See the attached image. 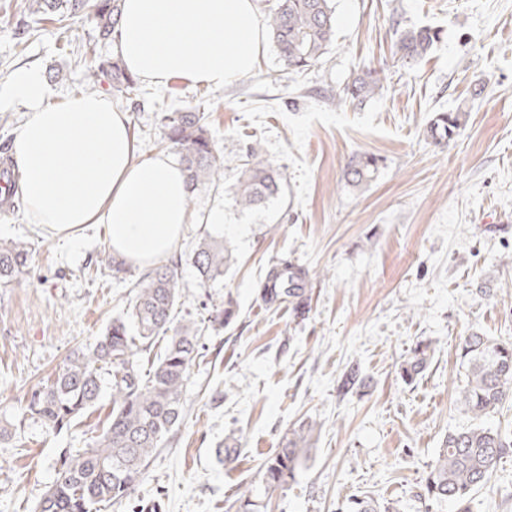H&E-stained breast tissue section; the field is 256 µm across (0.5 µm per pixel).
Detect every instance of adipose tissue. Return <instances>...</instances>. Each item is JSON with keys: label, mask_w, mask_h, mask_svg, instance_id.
<instances>
[{"label": "adipose tissue", "mask_w": 512, "mask_h": 512, "mask_svg": "<svg viewBox=\"0 0 512 512\" xmlns=\"http://www.w3.org/2000/svg\"><path fill=\"white\" fill-rule=\"evenodd\" d=\"M115 45L136 78L221 87L250 73L265 45L254 0H124ZM0 104L29 114L11 160L34 224L52 240L106 227L136 266L168 256L191 221L187 182L167 155H140L126 112L104 94L55 102L42 73L21 69Z\"/></svg>", "instance_id": "adipose-tissue-1"}]
</instances>
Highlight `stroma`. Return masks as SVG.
<instances>
[{
    "mask_svg": "<svg viewBox=\"0 0 512 512\" xmlns=\"http://www.w3.org/2000/svg\"><path fill=\"white\" fill-rule=\"evenodd\" d=\"M29 0H0V84L15 71H42L57 99L89 91L84 51L94 25L84 15L34 16ZM336 33L320 63L284 76L273 43L253 71L221 88L173 80L138 83L127 109L141 154L171 153L163 113L204 112L217 150L242 157L249 142L284 169L280 198L247 210L225 193L234 180L205 184L176 246L181 256L178 321L201 322L233 299L234 322L201 333L185 419L151 457L130 500L106 512H237L240 488L258 512H336L354 495L429 512L421 481L449 430L467 426L455 405L464 383L456 345L477 332L512 339V0H332ZM431 26L442 39L404 66L393 32ZM384 68L381 95L343 104L363 69ZM462 112L449 143L427 133L439 112ZM373 154L365 187L343 178L353 157ZM222 223H211L215 212ZM105 227L74 241L40 236L24 201L0 202V239L27 242L28 270L0 287V512H35L65 450L88 447L108 422L102 399L59 434L25 412L32 389L54 379L66 358L87 350L126 314L129 278L100 264ZM223 238L234 261L224 282L200 287L190 256L204 232ZM308 271L304 317L291 304H266L269 267ZM490 294H482V287ZM434 355L413 382L399 365L417 342ZM359 365L364 386L340 395L343 372ZM316 423L314 444L294 483L273 499L258 474L289 429ZM238 444L229 465L215 451ZM474 512H512V457L474 495Z\"/></svg>",
    "mask_w": 512,
    "mask_h": 512,
    "instance_id": "stroma-1",
    "label": "stroma"
}]
</instances>
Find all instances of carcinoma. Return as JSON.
<instances>
[{"label":"carcinoma","mask_w":512,"mask_h":512,"mask_svg":"<svg viewBox=\"0 0 512 512\" xmlns=\"http://www.w3.org/2000/svg\"><path fill=\"white\" fill-rule=\"evenodd\" d=\"M331 0H278L265 26L283 63L284 70L299 72L315 66L327 52L336 30ZM35 14H55L62 19L93 11L95 39L86 54L96 60L87 68L86 80L94 87L108 81L112 93L128 95L137 78L114 56L98 60L97 46L114 38L122 17V0H31ZM440 40V31L411 27L395 31V58L402 65L426 57ZM384 69L361 72L343 91L341 102L363 104L384 88ZM460 112H439L430 119L428 132L440 144L453 139L461 125ZM165 137L176 151L185 171L188 198L204 184H217L224 175V161L201 112L182 109L162 116ZM247 160L236 166L229 187L243 209L259 207L278 196L286 174L261 157L253 144L246 146ZM377 159L355 158L344 172L353 187L372 180ZM192 266L199 283L209 288L224 281L233 261L223 242L204 235L194 250ZM30 261L25 242L0 243V283L7 284ZM182 257L158 261L132 282L133 296L126 316L115 318L98 336L93 347L67 359L54 382L34 389L26 410L37 417L49 433H57L94 407L109 392L112 410L106 429L83 451L63 452L56 476L39 501L36 512H93L105 504L120 503L135 492L145 478L149 459L162 447L182 420L183 403L190 371L200 355L199 329L174 322L173 310L180 298L179 266ZM309 283L305 270L276 263L263 283V299L270 305L307 301ZM232 301L216 308L211 324L222 326L232 320ZM168 337L163 354L145 374L139 354L151 348L158 336ZM430 344L420 342L412 356L403 361V379L413 380L428 363ZM459 359L466 381L458 394L460 411L473 423L448 432L423 478L419 497L434 504L451 503L455 512H472L473 493L486 485L499 461L512 455V428L490 427L483 419L512 396V341L473 332L461 339ZM364 384L359 367L344 373L339 391L346 394ZM314 428L301 425L285 436L280 448L259 472V484L267 499L281 494L295 481L307 457ZM337 512H390L368 495L355 496Z\"/></svg>","instance_id":"cac0c4a2"}]
</instances>
